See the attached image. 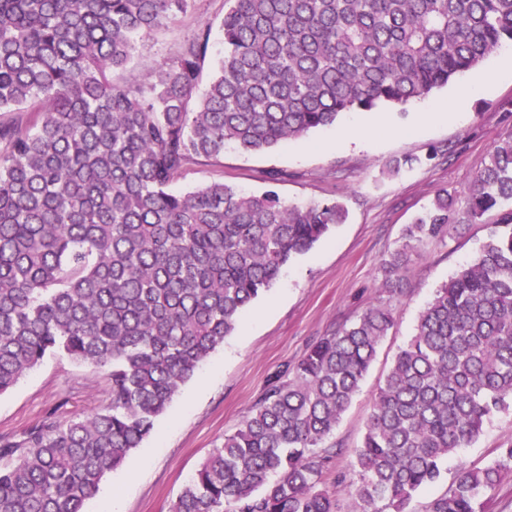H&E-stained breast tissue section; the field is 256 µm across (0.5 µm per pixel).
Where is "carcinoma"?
<instances>
[{"label":"carcinoma","instance_id":"obj_1","mask_svg":"<svg viewBox=\"0 0 512 512\" xmlns=\"http://www.w3.org/2000/svg\"><path fill=\"white\" fill-rule=\"evenodd\" d=\"M192 0H0V394L47 356L106 370L112 400L0 438V512H84L104 475L152 434L249 305L338 224V200L293 204L268 186L171 189L232 144L261 152L346 112L405 107L512 43V0H224L213 25L151 69L110 73ZM453 196L405 225L381 288L448 234ZM500 210L477 258L439 288L374 398L350 512H406L512 404V134L469 187L470 221ZM393 326L375 306L271 377L170 512H343L325 446ZM512 446L458 470L426 512H494Z\"/></svg>","mask_w":512,"mask_h":512}]
</instances>
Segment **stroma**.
<instances>
[{
  "instance_id": "obj_1",
  "label": "stroma",
  "mask_w": 512,
  "mask_h": 512,
  "mask_svg": "<svg viewBox=\"0 0 512 512\" xmlns=\"http://www.w3.org/2000/svg\"><path fill=\"white\" fill-rule=\"evenodd\" d=\"M224 0H193L168 27L141 42L137 57L114 71L117 83L145 86L148 64L170 60L182 41L205 24H219ZM490 84H481L486 73ZM453 108L455 118L424 122L423 115ZM512 132V47L503 46L447 87L432 91L405 111L383 107L349 112L333 127L263 153L227 148L223 157L190 166L175 189L190 190L214 180L257 192L263 176L281 170L278 189L294 203L339 200L348 219L307 254L293 259L277 282L247 310L236 331L187 380L157 427L124 464L108 472L101 495L88 499L85 512H169L186 481L207 454L233 432L269 377L297 363L319 336L358 320L369 308H390L394 324L381 342L360 389L328 439L338 453L332 476H349L356 448L379 386L398 351L415 331L420 312L487 240L497 212L482 223L468 220L466 192L495 143ZM416 155L420 166L392 173L390 162ZM454 197L456 230L424 244L420 256L397 275V293L381 288L382 264L401 243L405 224L433 201L439 189ZM106 372L66 357H49L0 394V437L20 438L54 415L60 422L86 417L111 402ZM512 445V407L486 423L470 446L449 460L442 480L418 492L410 512L451 486L462 467H481ZM120 491L119 503L109 494Z\"/></svg>"
}]
</instances>
